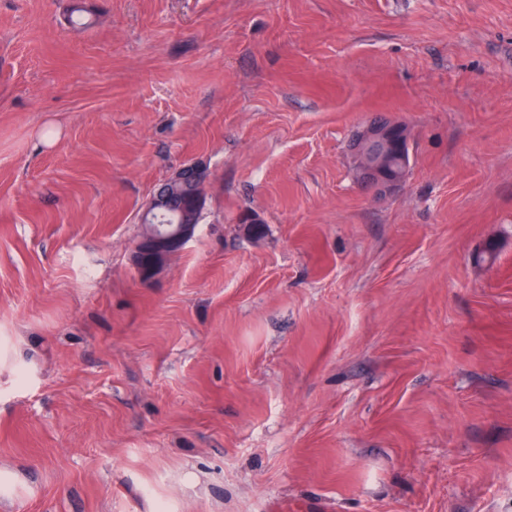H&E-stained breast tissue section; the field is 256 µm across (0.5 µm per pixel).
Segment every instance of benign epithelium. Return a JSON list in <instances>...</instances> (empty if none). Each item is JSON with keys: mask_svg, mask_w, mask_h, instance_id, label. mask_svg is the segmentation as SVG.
<instances>
[{"mask_svg": "<svg viewBox=\"0 0 512 512\" xmlns=\"http://www.w3.org/2000/svg\"><path fill=\"white\" fill-rule=\"evenodd\" d=\"M409 142L410 132L400 121L379 118L367 124L356 134L351 145L359 182L379 193L397 189L403 182L404 174L392 167V159L406 158ZM206 179L207 171L201 164H183L158 186L146 203L141 215L143 233L133 245L131 253V261L142 281H153L168 259L180 252L194 237L197 229L185 209L178 210L177 223L163 229L151 223V219L173 208L172 187L195 185L200 189Z\"/></svg>", "mask_w": 512, "mask_h": 512, "instance_id": "1", "label": "benign epithelium"}]
</instances>
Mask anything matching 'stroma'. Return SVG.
I'll return each mask as SVG.
<instances>
[{"mask_svg": "<svg viewBox=\"0 0 512 512\" xmlns=\"http://www.w3.org/2000/svg\"><path fill=\"white\" fill-rule=\"evenodd\" d=\"M71 3L0 0V512H512V0ZM410 132L400 121L379 118L359 131L351 145L361 185L379 193L397 189L404 179L392 159L408 156ZM207 171L197 162L187 163L176 168L169 178L158 186L148 200L141 215L144 229L141 238L133 245L131 261L143 282L153 281L163 270L168 259L180 252L194 237L198 223L191 220L185 209L178 210L177 223L169 217L158 218L160 224H172L160 228L150 224L154 215L174 207L171 202V187H189L197 185L200 189L205 185ZM197 201L193 190L189 187L177 202L183 207L192 206Z\"/></svg>", "mask_w": 512, "mask_h": 512, "instance_id": "35a3bbf8", "label": "stroma"}]
</instances>
